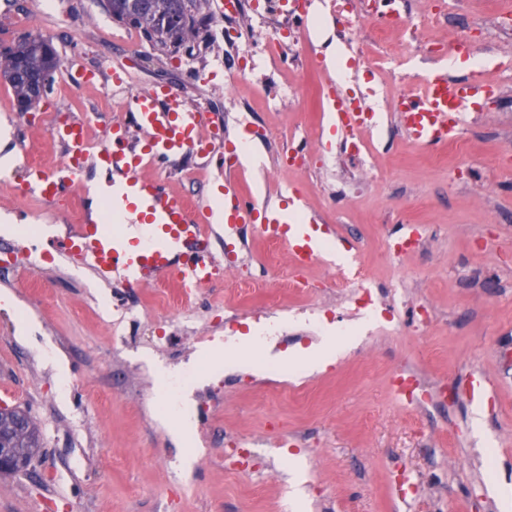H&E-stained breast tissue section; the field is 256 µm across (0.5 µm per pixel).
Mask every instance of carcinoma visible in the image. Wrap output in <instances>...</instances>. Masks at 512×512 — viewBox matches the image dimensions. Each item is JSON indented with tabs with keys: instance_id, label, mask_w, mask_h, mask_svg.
Segmentation results:
<instances>
[{
	"instance_id": "obj_1",
	"label": "carcinoma",
	"mask_w": 512,
	"mask_h": 512,
	"mask_svg": "<svg viewBox=\"0 0 512 512\" xmlns=\"http://www.w3.org/2000/svg\"><path fill=\"white\" fill-rule=\"evenodd\" d=\"M203 3L205 0H106V9L114 21L137 30L152 47L177 52L202 40ZM59 66L58 52L48 51L40 35H23L0 51V77L26 111L39 103L41 96L17 75L19 68L49 82ZM0 448L14 449L29 465L41 448L40 437L33 428L21 434L13 432L0 417Z\"/></svg>"
}]
</instances>
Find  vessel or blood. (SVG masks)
I'll return each mask as SVG.
<instances>
[{
	"label": "vessel or blood",
	"mask_w": 512,
	"mask_h": 512,
	"mask_svg": "<svg viewBox=\"0 0 512 512\" xmlns=\"http://www.w3.org/2000/svg\"><path fill=\"white\" fill-rule=\"evenodd\" d=\"M112 82L116 91L124 95L127 120L108 132L98 160L106 171L126 174L128 192L120 199L108 201L107 207L132 215L141 234L135 245L128 246L111 225L88 220L74 225L61 242V250L73 263L104 278L129 272L139 283L164 277L180 288H203L220 275L204 240L207 214L191 210L179 196L162 194L158 183L141 178L139 170L148 159L158 164L172 153L201 151L204 115L201 110L189 108L176 90L161 87L131 91L125 74L118 71L114 72ZM491 90L480 74L472 82L464 83L429 70L419 89L400 96L396 108L399 123L412 144L429 148L447 145L456 137L466 112L477 107L481 94ZM326 102L346 130L359 131L370 120L357 97L344 95L338 89H330ZM134 128L147 133L144 144L138 148L131 142L130 131ZM53 135L65 145L68 162L52 171L28 168L25 180L29 193L49 202L69 197L76 189L85 157L83 124L54 129ZM224 218L229 224L256 225L268 238L287 239L297 261L317 257L308 236L287 234L288 217L283 207L260 210L240 192L232 190L228 193Z\"/></svg>",
	"instance_id": "b4317fda"
}]
</instances>
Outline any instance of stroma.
Wrapping results in <instances>:
<instances>
[{"instance_id":"stroma-1","label":"stroma","mask_w":512,"mask_h":512,"mask_svg":"<svg viewBox=\"0 0 512 512\" xmlns=\"http://www.w3.org/2000/svg\"><path fill=\"white\" fill-rule=\"evenodd\" d=\"M260 2L236 20L208 24L192 51L172 53L113 21L102 0H0V45L26 34L33 18L60 56L82 53L27 112L0 79V126L10 129L0 156L16 159L0 171V291L17 301L0 308V383L14 388V407L29 413L43 441L32 468L0 475V512H165L173 483L181 488L175 512H288V466L296 460L304 464L306 512H505L497 489L512 487V31L486 25L512 11V0H459L452 11L443 0H403V21L418 27L415 42L382 39L368 0H309V28L257 53L254 42L288 24L274 0ZM230 28L251 31L254 42L225 46ZM452 32L469 36L470 61L449 57ZM334 46L343 51L336 70L325 63ZM385 55L408 58L404 79L376 73ZM477 59L495 61L486 75L495 89L465 118V153L452 144L430 151L409 143L392 97L416 89L436 63L470 78ZM116 62L130 90L166 84L203 111L202 135L225 156L217 168L177 154L163 166H144L142 175L193 208H209L216 185L262 204L301 199L312 230L332 251L301 268L286 242L251 226L209 224L216 263L227 266L235 253L251 285L220 279L189 300L163 280L100 278L54 247L29 257L15 226L38 221L54 244L98 210L92 190L100 174L92 165L78 192L55 203L22 199L15 190L28 158L50 169L65 156L52 128L78 119L103 143L121 107L111 89ZM301 76L303 109L284 93ZM339 78L362 89L368 110L381 115L359 132L365 148L356 156L321 147L351 138L321 106L323 89ZM294 134L312 149L302 166L286 169L282 154ZM244 138L261 158L257 170L239 162ZM402 224L420 226L426 245L394 265L386 252ZM358 263L372 287L402 290L393 322L354 336L323 372L275 378L256 369L259 359L299 366L308 351L357 325L325 276L327 268ZM411 299L433 305L428 330L413 329ZM125 305L145 317L130 333L136 347L117 350L112 322ZM181 315L200 320L214 354L234 345L238 357L223 375L212 374L197 352L172 362L154 348L153 337ZM401 367L447 385L466 371L488 386L456 404L410 405L391 390ZM161 382L172 395L188 394L197 441L191 463L183 461L173 418L149 391ZM259 432L266 435L258 450L264 478L225 471L226 440ZM488 446L496 450L491 469L481 461ZM402 468L422 481L420 494L401 498L394 476Z\"/></svg>"}]
</instances>
